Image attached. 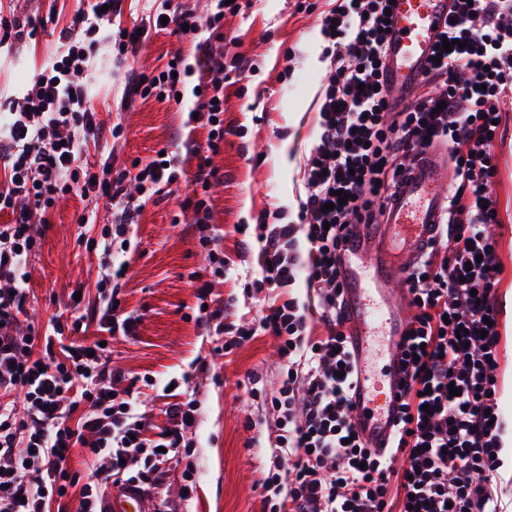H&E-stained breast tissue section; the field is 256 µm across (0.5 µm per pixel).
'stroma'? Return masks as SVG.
Listing matches in <instances>:
<instances>
[{
  "mask_svg": "<svg viewBox=\"0 0 512 512\" xmlns=\"http://www.w3.org/2000/svg\"><path fill=\"white\" fill-rule=\"evenodd\" d=\"M332 0H250L212 37L225 57L244 55L252 71L224 88V145L211 156L217 173L209 190L214 223L224 236V252L233 265L211 300L230 306L228 319L242 324L257 318L274 300L252 283L260 274L256 224L261 215L277 214L295 222L305 195L306 153L317 133L318 99L329 66L323 51L321 22ZM87 6V0H0V15L17 20L18 33L0 44V104L26 93L35 68L55 53L60 29ZM193 58L194 41L149 32L125 55L124 69L152 71L174 53ZM116 48H103L92 71L97 91L92 106L99 118L119 130L108 145L90 149L91 160L113 166L150 160L166 148L183 155V166L195 171L198 157L187 154L185 141L207 143V128L189 117L195 99L183 104L125 98V85L113 79ZM498 174L492 186L501 222L496 232L504 266L498 290L501 307L498 390L506 420L512 421V104L504 105L495 146ZM192 194L185 181L164 186L149 201L139 224L130 229L131 244L114 250L115 262L127 273L118 293L126 309L140 319L136 335L113 337L112 366L140 393V410L154 422L170 393L194 395L196 422L188 430L193 481L172 464L163 483L152 489L156 512H263L261 472L277 444L275 418L262 400L248 393L258 376L266 393L279 385L283 362L279 341L259 335L220 352L222 339L211 325L197 319L200 301L192 280H209L207 251L183 204ZM97 220L78 223L86 209ZM50 227L32 255V278L23 324L45 326L65 305L73 289L86 292L83 308L97 300L100 253L86 248L110 227L105 199L77 195L59 198L49 209Z\"/></svg>",
  "mask_w": 512,
  "mask_h": 512,
  "instance_id": "1",
  "label": "stroma"
}]
</instances>
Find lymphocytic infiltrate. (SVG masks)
I'll list each match as a JSON object with an SVG mask.
<instances>
[{"label": "lymphocytic infiltrate", "mask_w": 512, "mask_h": 512, "mask_svg": "<svg viewBox=\"0 0 512 512\" xmlns=\"http://www.w3.org/2000/svg\"><path fill=\"white\" fill-rule=\"evenodd\" d=\"M199 15L180 0H163L152 25L197 37L196 63L174 54L161 71L125 76L129 95L160 101L183 96L187 77L203 71L192 91L210 133L207 148L224 142V85L244 66L241 56L214 52L203 32L239 0H212ZM391 0H336L321 35L330 70L319 104L318 135L304 167L306 198L294 224H259L264 265L256 288L274 292L298 279L317 292L325 332L313 335L295 299L270 305L255 321L236 327L234 345L269 334L285 361L274 395L264 396L278 419L280 453L261 488L269 512H502L493 492L500 467L504 423L498 397L502 281L500 244L490 225L500 223L491 187L500 103L512 92V0H451L449 40L435 46L424 81L429 92L394 109L382 61ZM121 0H90L59 34L55 56L34 75L22 102L0 125V512H101L105 487L119 480L159 484L168 463L187 447L196 403H167L161 431H151L137 410L132 386L111 366L106 338L132 336L138 317L114 297L89 315L57 314L44 331L20 335L29 294L30 257L40 239L33 212L67 194L107 197L114 220L101 240L127 236L144 204L183 173L175 158L132 161V175L111 162L92 172L89 144L112 137L88 105L87 75L102 46L118 56L140 43L137 29L112 30ZM448 147L456 186L435 240L405 278L415 312L402 346L403 396L395 434L386 450L363 445L351 421L349 391L357 374L343 327L341 247L352 225L383 211L406 163L428 148ZM132 179L136 197L124 191ZM198 170L191 202L193 225L208 251L209 294L230 269L222 237L212 223ZM346 196L332 205L333 192ZM95 325L96 339L78 340ZM81 457L89 468L72 467Z\"/></svg>", "instance_id": "obj_1"}]
</instances>
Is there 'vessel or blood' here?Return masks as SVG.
<instances>
[{"instance_id":"vessel-or-blood-1","label":"vessel or blood","mask_w":512,"mask_h":512,"mask_svg":"<svg viewBox=\"0 0 512 512\" xmlns=\"http://www.w3.org/2000/svg\"><path fill=\"white\" fill-rule=\"evenodd\" d=\"M450 0H397L395 37L388 48L390 94L410 102L440 31L450 19ZM448 158L427 152L402 178L377 224L356 225L342 253L341 271L350 349L359 364L351 394L352 417L368 448L386 447L401 390L398 344L408 328L396 310L397 284L421 254L445 210ZM105 512H152L145 489H112Z\"/></svg>"}]
</instances>
